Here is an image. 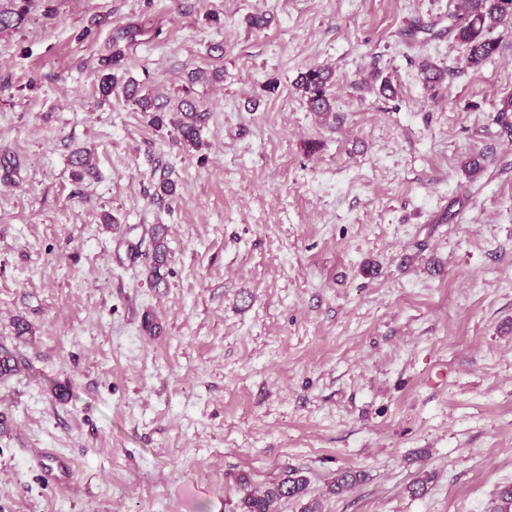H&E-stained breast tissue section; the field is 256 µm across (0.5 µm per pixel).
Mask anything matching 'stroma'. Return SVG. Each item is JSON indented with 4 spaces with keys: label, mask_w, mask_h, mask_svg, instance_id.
Here are the masks:
<instances>
[{
    "label": "stroma",
    "mask_w": 512,
    "mask_h": 512,
    "mask_svg": "<svg viewBox=\"0 0 512 512\" xmlns=\"http://www.w3.org/2000/svg\"><path fill=\"white\" fill-rule=\"evenodd\" d=\"M450 5L40 0L0 33V352L21 361L0 512H237L291 469L307 491L279 512H490L512 486V26L462 69ZM314 65L326 117L295 85ZM129 81L193 99L199 145ZM151 280L154 286H160L163 282V274L161 269L167 263V246H166V228L164 225L157 224L151 232Z\"/></svg>",
    "instance_id": "35a3bbf8"
}]
</instances>
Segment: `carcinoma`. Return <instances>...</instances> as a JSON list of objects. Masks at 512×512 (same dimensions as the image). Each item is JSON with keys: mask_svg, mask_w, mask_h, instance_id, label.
<instances>
[{"mask_svg": "<svg viewBox=\"0 0 512 512\" xmlns=\"http://www.w3.org/2000/svg\"><path fill=\"white\" fill-rule=\"evenodd\" d=\"M10 6H0V32L12 29L29 14L33 0H9ZM512 20V0H454L453 10L448 13V33L467 47L465 67H477L491 57L498 48L489 34L499 25ZM331 72L321 67H311L299 75L296 85L304 93L309 109L318 114L332 110V99L328 94ZM126 95L137 99L142 111L154 113V122L164 123L161 108L147 96H137V88L126 91ZM207 113L200 112L191 100H186L180 112L169 119L180 136L188 144H197L202 124ZM151 280L156 287L163 282L161 269L167 263L166 228L157 224L151 232ZM358 480V475L344 470L331 485L330 492L340 493ZM307 487L305 476L292 469L285 476L262 489L246 494L238 504L239 512H279V504L288 498L304 496Z\"/></svg>", "mask_w": 512, "mask_h": 512, "instance_id": "carcinoma-1", "label": "carcinoma"}]
</instances>
